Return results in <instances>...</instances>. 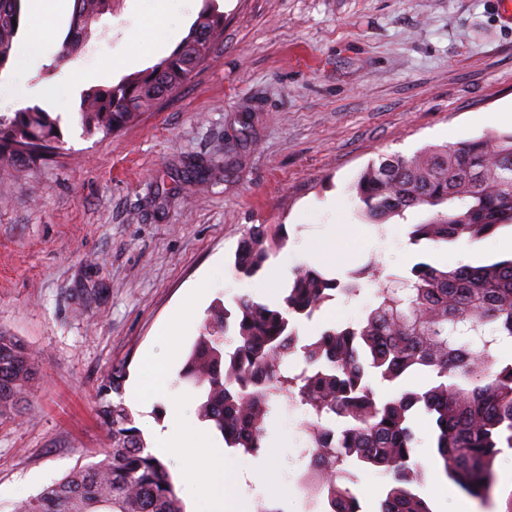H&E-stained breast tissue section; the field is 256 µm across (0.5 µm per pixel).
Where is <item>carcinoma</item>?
<instances>
[{"label": "carcinoma", "mask_w": 512, "mask_h": 512, "mask_svg": "<svg viewBox=\"0 0 512 512\" xmlns=\"http://www.w3.org/2000/svg\"><path fill=\"white\" fill-rule=\"evenodd\" d=\"M112 12V0H74L57 62L85 49L92 25ZM26 0H0V70L14 56L25 25ZM224 34V13L205 0L182 44L143 73L81 93L79 120L88 137L109 135L152 111L178 90ZM61 117L39 106L0 114V165L37 164L16 145L61 143ZM364 216L381 222L424 209L410 242L438 247L480 241L512 227V131L454 145L430 146L411 157L389 156L366 167L353 185ZM267 231L257 225L239 244L233 272L252 277L267 258ZM381 281V272L368 273ZM298 267L276 305L247 295L217 306L179 373L198 392V417L228 448L257 456L267 447L273 414L283 400L307 407L311 469L306 485L323 496L322 512H362L351 485L356 471L390 477L378 512H432L416 492L425 478L411 427L414 411L433 415L434 448L444 475L470 497L489 498L495 462L512 450V362L494 344L512 338V257L443 270L421 260L397 291L381 287L377 306L355 322L302 336L298 325L329 301L360 292L359 279ZM425 370L432 385L402 390L403 376ZM39 371L36 354L0 332V418L18 416ZM126 372L112 371L98 417L112 436L104 458L80 466L14 512H185L167 466L145 443L122 397ZM390 388L386 395L375 384Z\"/></svg>", "instance_id": "obj_1"}]
</instances>
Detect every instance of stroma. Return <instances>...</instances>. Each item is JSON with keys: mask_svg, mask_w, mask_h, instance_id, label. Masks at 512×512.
Wrapping results in <instances>:
<instances>
[{"mask_svg": "<svg viewBox=\"0 0 512 512\" xmlns=\"http://www.w3.org/2000/svg\"><path fill=\"white\" fill-rule=\"evenodd\" d=\"M224 35L178 91L128 129L88 138L79 122L87 85L74 76L121 58H162L153 0H114L92 27L89 51L55 64L70 13L38 19L33 68L8 66L0 83L66 89L63 142L42 163L0 169V331L35 350L41 372L20 417L0 418V512L36 496L110 446L96 406L113 368L147 378L163 359L157 328L188 321L165 391L130 411L144 439L165 423L172 396L196 409L178 381L206 317L233 307L243 279L235 252L264 225L272 251L253 298L275 302L294 268L286 250L314 242L316 269L364 266L406 276L420 254L439 268L480 266L512 254V230L494 247L410 244L413 210L381 224L361 214L350 187L370 164L512 129V21L496 0H217ZM363 281L305 323L310 336L355 322L377 303ZM302 406H283L264 455L235 473L243 512H314Z\"/></svg>", "mask_w": 512, "mask_h": 512, "instance_id": "stroma-1", "label": "stroma"}]
</instances>
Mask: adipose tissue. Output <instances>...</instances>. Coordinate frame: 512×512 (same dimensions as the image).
<instances>
[{
	"label": "adipose tissue",
	"instance_id": "1",
	"mask_svg": "<svg viewBox=\"0 0 512 512\" xmlns=\"http://www.w3.org/2000/svg\"><path fill=\"white\" fill-rule=\"evenodd\" d=\"M155 453L164 458L170 455H192L198 468V484L193 491L198 512H224L230 495L224 483V451L213 446L207 434L185 411L183 400L169 404V418L153 436Z\"/></svg>",
	"mask_w": 512,
	"mask_h": 512
}]
</instances>
